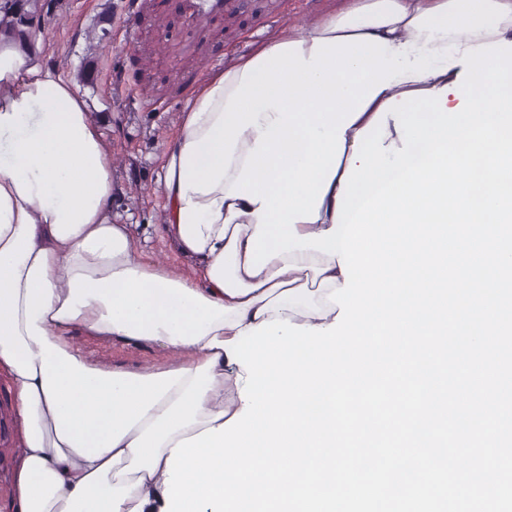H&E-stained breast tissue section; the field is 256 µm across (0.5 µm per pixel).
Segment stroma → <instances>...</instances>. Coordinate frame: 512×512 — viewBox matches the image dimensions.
I'll return each mask as SVG.
<instances>
[{
    "label": "stroma",
    "mask_w": 512,
    "mask_h": 512,
    "mask_svg": "<svg viewBox=\"0 0 512 512\" xmlns=\"http://www.w3.org/2000/svg\"><path fill=\"white\" fill-rule=\"evenodd\" d=\"M327 0H247L234 17L217 11L197 17L184 0H50L39 25L54 59L73 79L99 124L112 156L117 193L112 218L134 227L143 253L189 276L190 258L179 254L161 231L163 200L157 191L163 148L178 131L193 90L178 74L202 81L216 59L249 55L284 25L304 29ZM93 361L129 371L170 364L163 348L73 336ZM0 409L9 415L11 449L0 456V512H12L14 465L21 453L12 390L0 377Z\"/></svg>",
    "instance_id": "obj_1"
}]
</instances>
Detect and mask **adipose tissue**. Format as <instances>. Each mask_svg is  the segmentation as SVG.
Listing matches in <instances>:
<instances>
[{
  "label": "adipose tissue",
  "instance_id": "obj_1",
  "mask_svg": "<svg viewBox=\"0 0 512 512\" xmlns=\"http://www.w3.org/2000/svg\"><path fill=\"white\" fill-rule=\"evenodd\" d=\"M14 12L13 0H0V374L21 418L14 512H161L173 447L243 408L224 396L247 373L223 341L274 319L327 327L340 312L327 296L345 276L338 257L312 249L282 253L257 275L247 270L259 204L228 190L276 110L239 136L213 192L182 189L183 151L221 117L247 57L194 89L163 150L164 231L194 259L193 275L145 260L131 225L112 221V157L98 124L49 62L42 32L18 29ZM367 35L412 58L512 42V0H329L304 31L283 27L262 49L293 41L308 55L315 39ZM462 71L409 72L380 89L349 124L342 164L381 105L452 85ZM77 327L155 344L173 360L138 372L90 362L70 341Z\"/></svg>",
  "mask_w": 512,
  "mask_h": 512
}]
</instances>
